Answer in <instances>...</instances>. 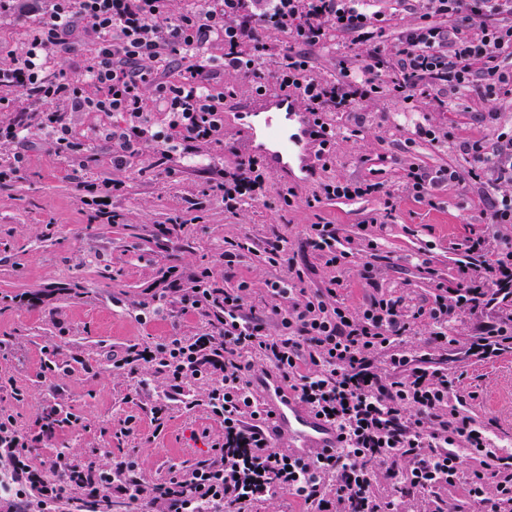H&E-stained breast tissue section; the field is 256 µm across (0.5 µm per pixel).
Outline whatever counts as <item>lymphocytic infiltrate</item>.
Masks as SVG:
<instances>
[{"mask_svg": "<svg viewBox=\"0 0 512 512\" xmlns=\"http://www.w3.org/2000/svg\"><path fill=\"white\" fill-rule=\"evenodd\" d=\"M24 14L39 23L22 49L0 61V148H23L26 132L34 129L81 171L87 158L72 138L75 112L123 114L122 124L105 134L117 169L150 149L168 160L184 146L223 145L224 98L212 93L200 58L213 42L224 47V67L247 76L274 62L272 85L293 91L313 117L320 161L332 144L328 113L352 111L384 88L407 104L433 97L436 89L472 90L489 102L485 118L491 122L499 118L496 101L512 97V70L500 65L512 57V0H422L415 23L397 31L391 56L381 47L389 19L371 10L368 0H201L178 13L171 0H0V20ZM440 17L460 24L445 29L436 23ZM80 26L95 43L82 77L63 68L45 75L43 55L65 54ZM259 28L283 38L257 42ZM344 34L369 44L366 57L343 64L337 78L312 76L306 47ZM173 55L188 61L176 84L158 77L160 64ZM86 81L98 95L83 94ZM150 99L170 114L168 130L153 128ZM433 99L437 110H447L446 99ZM459 148L480 163L493 192L489 223L511 224L512 127L500 128L493 145L464 141ZM266 182L262 164L244 157L215 170L210 191L234 215L264 201ZM467 251L481 256L482 264L462 265L456 285H438L426 309L373 294L354 311L338 301L334 283L305 288L303 270L289 266L287 277L268 285L281 326L275 336L266 319L246 312L243 289L217 287L205 270L168 267L161 301L196 313L207 333L130 348L114 366L148 365L166 380L168 400L210 378L205 405L224 427L211 455L188 473L155 484L137 478L122 459L79 465L60 455L38 465L31 449L58 424L76 423V416L61 422L49 416L26 430L1 417L0 512H105L115 503L125 512H251L254 503L281 494L308 512H405L421 494L454 483L461 444L481 458L471 512H512V454L492 448L485 430L461 413L463 400L446 366L402 347L412 325L426 320L432 343L443 348L459 346L483 361L512 353V314L503 312L512 303V247L492 249L479 235L469 239ZM464 313L484 320L462 344L449 336L448 325ZM259 363L341 430V448L308 461L279 448L252 387ZM403 461L408 467L401 473ZM383 470L403 483L400 494L385 501L372 491Z\"/></svg>", "mask_w": 512, "mask_h": 512, "instance_id": "f902f5d3", "label": "lymphocytic infiltrate"}]
</instances>
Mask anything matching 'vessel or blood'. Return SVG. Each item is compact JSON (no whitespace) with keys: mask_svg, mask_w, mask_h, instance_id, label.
Masks as SVG:
<instances>
[{"mask_svg":"<svg viewBox=\"0 0 512 512\" xmlns=\"http://www.w3.org/2000/svg\"><path fill=\"white\" fill-rule=\"evenodd\" d=\"M234 110L249 135L250 151L262 155L273 173L303 181L315 176L313 121L295 94L272 89ZM259 395L291 455L308 459L340 447L335 425L289 395L279 377H268Z\"/></svg>","mask_w":512,"mask_h":512,"instance_id":"1","label":"vessel or blood"}]
</instances>
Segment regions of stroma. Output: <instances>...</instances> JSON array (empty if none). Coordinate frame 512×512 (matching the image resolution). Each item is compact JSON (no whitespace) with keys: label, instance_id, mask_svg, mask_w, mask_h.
Listing matches in <instances>:
<instances>
[{"label":"stroma","instance_id":"1","mask_svg":"<svg viewBox=\"0 0 512 512\" xmlns=\"http://www.w3.org/2000/svg\"><path fill=\"white\" fill-rule=\"evenodd\" d=\"M486 109L468 92L458 93L452 112L437 111L429 99L408 108L380 94L359 106L367 116L361 133L352 134L350 118L334 117L336 143L315 181L291 188L269 176L264 202L235 215L208 197L205 158L191 152L162 163L149 151L114 169L104 134L121 114L78 112L71 127L89 156L86 178L124 183L112 199L115 220L109 224L81 204L67 160L47 147L40 132L30 131L18 178L0 186V340L10 345L0 356V377L15 384L0 392V412L23 430L51 405L80 419L34 449V461L63 454L78 463L99 462L108 452L133 462L137 477L159 483L206 458L220 439L221 426L203 408L182 401L170 402L162 419H154L151 396L164 390L163 377L145 366L131 372L113 367L133 345L155 347L204 332L198 316L177 308L140 317L136 301L158 287L166 266L208 270L222 288L247 285L246 311L267 315L274 301L266 280L288 274L286 263H272L266 251L267 241L279 235L305 270V287L337 280L338 300L357 311L371 292L361 277L364 265L373 266L385 292L424 305L436 283L455 284L460 266L471 262L469 237L494 235L512 244V224L494 226L483 215L482 181L430 187L418 199L406 179L412 165L429 172L469 168L456 144L494 140L493 127L482 119ZM422 118L448 133L447 144L406 145L407 125ZM328 180L382 183L397 207L386 212L379 195L319 198L320 184ZM290 188L296 203L289 208L282 196ZM319 222L335 225L339 248L350 253L346 265L328 266L305 248L309 225ZM164 226L173 227L175 242L161 234ZM367 235L375 241L370 250L360 246ZM228 240L245 245L230 269L224 266ZM22 294L27 301L20 305L15 298ZM448 371L466 399L464 415L495 439H512V354L490 362L452 354Z\"/></svg>","mask_w":512,"mask_h":512}]
</instances>
